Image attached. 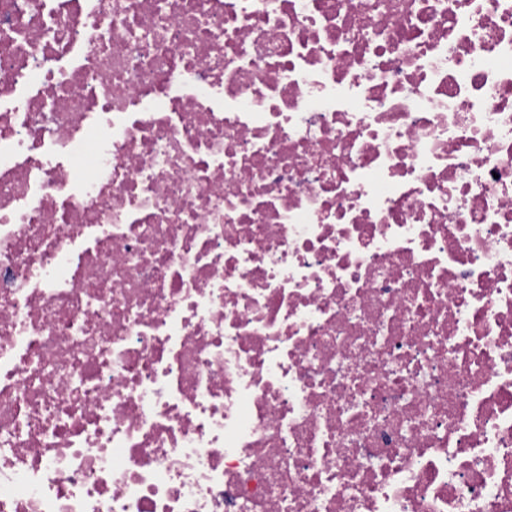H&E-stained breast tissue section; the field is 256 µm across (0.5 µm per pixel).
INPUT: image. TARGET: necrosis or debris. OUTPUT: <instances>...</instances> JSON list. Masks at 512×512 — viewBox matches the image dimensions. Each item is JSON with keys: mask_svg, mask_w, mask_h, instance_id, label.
Masks as SVG:
<instances>
[{"mask_svg": "<svg viewBox=\"0 0 512 512\" xmlns=\"http://www.w3.org/2000/svg\"><path fill=\"white\" fill-rule=\"evenodd\" d=\"M0 512H512V0H0Z\"/></svg>", "mask_w": 512, "mask_h": 512, "instance_id": "1", "label": "necrosis or debris"}]
</instances>
